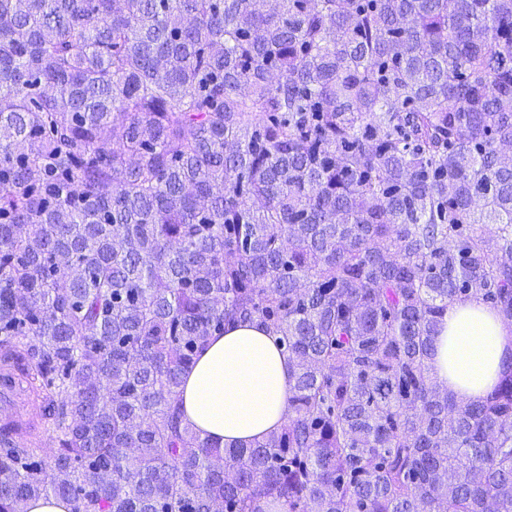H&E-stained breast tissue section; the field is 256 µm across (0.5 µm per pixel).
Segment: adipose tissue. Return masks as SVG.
Segmentation results:
<instances>
[{"instance_id":"1","label":"adipose tissue","mask_w":512,"mask_h":512,"mask_svg":"<svg viewBox=\"0 0 512 512\" xmlns=\"http://www.w3.org/2000/svg\"><path fill=\"white\" fill-rule=\"evenodd\" d=\"M512 363V327L483 301L450 304L434 340L432 367L448 390L476 399ZM292 364L258 322L229 327L188 372L181 399L188 423L221 444L275 431L288 414Z\"/></svg>"}]
</instances>
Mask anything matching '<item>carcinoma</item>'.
<instances>
[{
    "instance_id": "cac0c4a2",
    "label": "carcinoma",
    "mask_w": 512,
    "mask_h": 512,
    "mask_svg": "<svg viewBox=\"0 0 512 512\" xmlns=\"http://www.w3.org/2000/svg\"><path fill=\"white\" fill-rule=\"evenodd\" d=\"M509 141L512 0H0V512H512V366H431L512 325ZM254 319L288 416L223 448L181 387ZM512 354V327L481 300L448 305L434 340V375L448 390L472 399L485 396ZM21 392L16 387L10 386L8 383L2 382L0 384V408L3 411L11 412V405L16 397V405L23 415L24 422H32L36 420L37 408L33 403L31 397L25 389V384L20 386Z\"/></svg>"
}]
</instances>
